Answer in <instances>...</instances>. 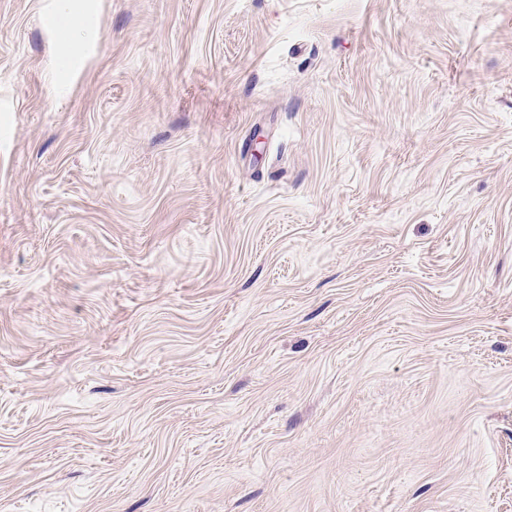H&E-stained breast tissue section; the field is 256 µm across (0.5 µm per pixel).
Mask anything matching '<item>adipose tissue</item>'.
<instances>
[{
	"label": "adipose tissue",
	"instance_id": "1",
	"mask_svg": "<svg viewBox=\"0 0 512 512\" xmlns=\"http://www.w3.org/2000/svg\"><path fill=\"white\" fill-rule=\"evenodd\" d=\"M94 0H54L52 10L56 16V41L66 64L56 75L63 81L71 77L85 56L87 45L99 39L98 25L94 24L90 8Z\"/></svg>",
	"mask_w": 512,
	"mask_h": 512
}]
</instances>
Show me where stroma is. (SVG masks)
Returning a JSON list of instances; mask_svg holds the SVG:
<instances>
[{
	"instance_id": "obj_1",
	"label": "stroma",
	"mask_w": 512,
	"mask_h": 512,
	"mask_svg": "<svg viewBox=\"0 0 512 512\" xmlns=\"http://www.w3.org/2000/svg\"><path fill=\"white\" fill-rule=\"evenodd\" d=\"M0 0V512H512V0ZM96 5L94 0H55L52 3L57 20L54 30L56 41L62 57L67 59L63 70L56 73L57 80L71 77L85 56L86 46L99 39ZM89 6L93 7L96 16L95 24Z\"/></svg>"
}]
</instances>
